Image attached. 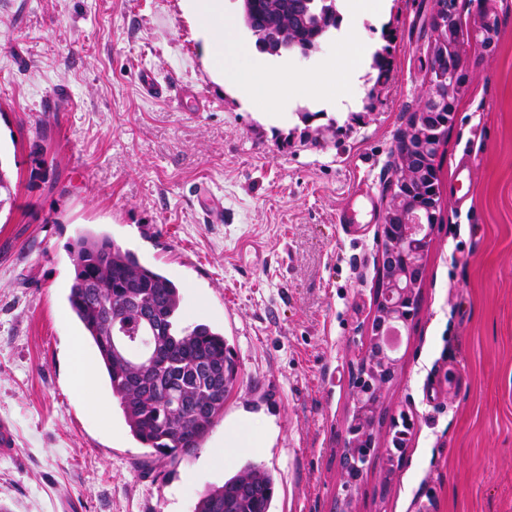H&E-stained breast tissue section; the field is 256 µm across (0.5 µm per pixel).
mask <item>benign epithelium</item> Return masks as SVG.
Instances as JSON below:
<instances>
[{
  "label": "benign epithelium",
  "mask_w": 512,
  "mask_h": 512,
  "mask_svg": "<svg viewBox=\"0 0 512 512\" xmlns=\"http://www.w3.org/2000/svg\"><path fill=\"white\" fill-rule=\"evenodd\" d=\"M428 92L422 105L412 113L409 125L417 137L430 135V143L421 149L423 164L437 161L443 145L439 129L429 126V112L453 106L465 90L466 74L463 66H451L448 58L431 56L426 71ZM396 178L391 183L390 198L385 208L378 235L383 246L378 269L382 286L375 289V310L370 327L367 354L358 362L351 378L352 412L346 434L347 448L340 465L346 480L344 497L336 499L337 512H352L354 487L371 473L375 463V447L381 425L380 400L385 387L398 373L400 358L395 356L396 345L390 342L392 334H400L416 317L419 309L421 285L425 278L428 251L434 227L440 217L423 215L420 207L406 205L407 188L419 181L422 171H410L398 157L394 161ZM149 317L135 332L117 333L113 341L123 352L137 347L141 364L151 362L155 340L145 335L149 331Z\"/></svg>",
  "instance_id": "7a95c632"
}]
</instances>
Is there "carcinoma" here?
<instances>
[{
	"instance_id": "cac0c4a2",
	"label": "carcinoma",
	"mask_w": 512,
	"mask_h": 512,
	"mask_svg": "<svg viewBox=\"0 0 512 512\" xmlns=\"http://www.w3.org/2000/svg\"><path fill=\"white\" fill-rule=\"evenodd\" d=\"M247 2L246 27L255 47L272 56L294 51L297 39L323 41L341 20L337 0ZM372 62L377 79L386 77L392 66L390 46L375 51ZM69 249L74 277L68 304L98 351L130 433L151 448L158 461L193 453L223 416L224 399L236 378L224 334L206 324L176 331L181 304L177 285L108 235L87 230ZM145 311L153 315V335L165 343L153 365L138 375L130 358L116 353L113 336L135 329ZM215 370L224 373V385L218 388L212 381ZM273 496V477L248 463L223 485L206 490L197 512H270Z\"/></svg>"
}]
</instances>
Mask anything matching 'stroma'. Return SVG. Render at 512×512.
Wrapping results in <instances>:
<instances>
[{"label":"stroma","instance_id":"1","mask_svg":"<svg viewBox=\"0 0 512 512\" xmlns=\"http://www.w3.org/2000/svg\"><path fill=\"white\" fill-rule=\"evenodd\" d=\"M467 88L437 160L442 202L416 318L373 472L353 512H512V0H457ZM433 0H390L361 37L386 44L356 113L301 142V113L272 116L216 79L182 0H0V457L7 512H196L253 463L270 512H333L350 418V366L368 348L377 227L396 145L427 90ZM209 100L147 97L142 71ZM207 185L224 221L205 224ZM109 235L181 295L179 327L223 332L238 363L202 448L152 461L118 405L91 409L69 359L99 355L71 312L68 249ZM255 427L243 426L245 417ZM407 448L384 475L393 423Z\"/></svg>","mask_w":512,"mask_h":512}]
</instances>
